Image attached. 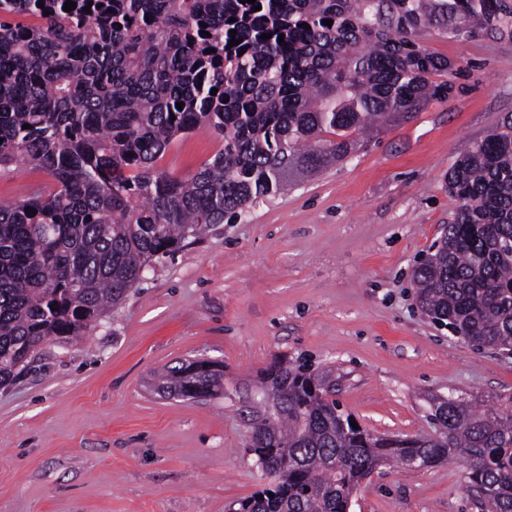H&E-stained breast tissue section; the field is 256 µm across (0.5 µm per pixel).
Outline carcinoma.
<instances>
[{
  "mask_svg": "<svg viewBox=\"0 0 512 512\" xmlns=\"http://www.w3.org/2000/svg\"><path fill=\"white\" fill-rule=\"evenodd\" d=\"M73 2L0 0V169L21 161L56 182L0 205V387L44 346L88 336L143 266L237 222L299 171L343 160L355 136L447 97L434 77L450 64L421 33L512 37L508 0ZM202 129L221 136L211 161L186 178L158 170ZM447 183L459 206L412 272L419 307L467 344L512 353V115ZM150 390L220 398L224 366L185 358ZM256 391L247 451L264 484L234 512H350L376 470L458 456L487 512H512V413L450 394L433 405V433L380 436L350 426L304 364L266 369Z\"/></svg>",
  "mask_w": 512,
  "mask_h": 512,
  "instance_id": "1",
  "label": "carcinoma"
}]
</instances>
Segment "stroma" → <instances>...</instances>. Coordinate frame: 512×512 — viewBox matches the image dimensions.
Returning <instances> with one entry per match:
<instances>
[{
	"label": "stroma",
	"mask_w": 512,
	"mask_h": 512,
	"mask_svg": "<svg viewBox=\"0 0 512 512\" xmlns=\"http://www.w3.org/2000/svg\"><path fill=\"white\" fill-rule=\"evenodd\" d=\"M420 43L452 63L448 98L164 258L87 340L46 345L0 387V512H228L260 484L254 383L285 359L330 371L342 410L378 434L429 431L433 398L451 392L504 406L512 358L426 317L411 271L459 205L449 168L512 113V38ZM219 145L195 131L158 168L191 176ZM53 186L20 164L0 172V202ZM194 357L223 363L222 398L151 394L157 372ZM465 473L461 459L382 468L351 512H486Z\"/></svg>",
	"instance_id": "obj_1"
}]
</instances>
